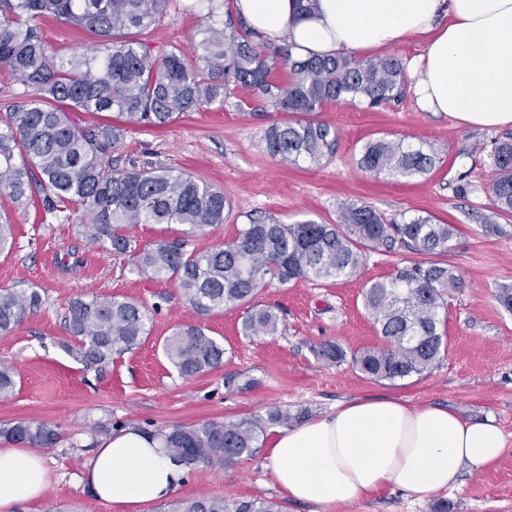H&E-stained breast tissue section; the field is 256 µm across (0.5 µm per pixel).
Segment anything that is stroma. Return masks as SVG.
<instances>
[{
    "mask_svg": "<svg viewBox=\"0 0 512 512\" xmlns=\"http://www.w3.org/2000/svg\"><path fill=\"white\" fill-rule=\"evenodd\" d=\"M231 6L232 0H169L165 13L139 38L154 55L177 48L188 63H196L194 48L203 29L222 23ZM37 25L50 54L59 59L96 44L88 31L52 17ZM316 118L337 131L331 159L318 165L273 159L264 150V135L271 124L286 121V114L234 87L223 105L184 113L161 129H129L113 166L167 167L223 191L224 222L193 239L198 250L232 241L253 218L333 223L340 206L353 202L399 223L419 213L457 225L445 261L455 267L462 286L448 296L440 325L448 344L445 355L422 375L390 382L367 379L350 363L328 364L315 354L326 342L348 351L382 345L362 292L397 269L422 262L420 254L372 253L350 277L260 288L255 301L275 309L280 332L252 339L241 330L244 307L198 314L174 281L131 273L125 259L90 245L84 225L59 221L38 199L18 202L0 193V214L13 223L15 237L14 249L0 254V288H35L45 299L41 310L0 335V362L16 371L12 394L0 398V424L35 420L60 434L58 444L42 451L51 475L48 490L20 504L17 512H116L81 481L95 423L112 431L136 425L156 432L207 420L237 422L274 407L321 417L357 397L493 415L508 449L493 465L464 472L461 488L426 502L388 488L363 502L323 507L281 493L263 438L253 456L186 471L173 499L274 500L282 512H436L442 503L448 512H512V312L497 301L501 288H512V214L497 217L502 234L487 236L481 230L490 213L486 191L496 177L489 154L506 131L470 128L445 113L421 111L409 90L373 109L359 101L329 104ZM383 137L432 149L435 166L408 178L362 171L357 161L364 145ZM462 182L470 187L464 195L457 192ZM91 295L131 298L150 309L146 339L114 358L102 376L64 349L71 341L67 307ZM183 324L203 326L223 341L222 365L187 379L177 374L162 345Z\"/></svg>",
    "mask_w": 512,
    "mask_h": 512,
    "instance_id": "35a3bbf8",
    "label": "stroma"
}]
</instances>
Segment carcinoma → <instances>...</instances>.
Listing matches in <instances>:
<instances>
[{
    "label": "carcinoma",
    "mask_w": 512,
    "mask_h": 512,
    "mask_svg": "<svg viewBox=\"0 0 512 512\" xmlns=\"http://www.w3.org/2000/svg\"><path fill=\"white\" fill-rule=\"evenodd\" d=\"M168 0H0V67L15 75L30 97L0 129V189L15 200L38 194L49 214L72 203L81 210L88 241L128 258L132 271L177 282L186 303L208 313L226 306H247L242 330L257 338L278 332L280 318L270 307L251 304L265 281H324L356 272L369 251L410 249L444 256L457 235L453 224L415 215L389 221L369 205H344L335 224L298 220L283 224L257 218L237 230L236 238L205 250L186 249L188 238L224 223V193L183 172L135 166L112 169V152L127 129L162 128L185 112L224 103L229 86H243L279 112L314 114L338 101L375 107L401 96L402 61L394 55L295 60L287 48L270 55L245 22L227 12L230 32L210 24L197 49L199 64L189 66L177 48L156 56L124 31H145L163 14ZM53 16L98 37L91 53L56 59L34 25ZM289 66L283 87L271 78L276 61ZM115 113L120 122L94 130L77 127L65 108ZM265 150L283 161L318 163L333 154L336 129L314 120L274 123ZM497 177L487 190L492 212H512V135L494 143L490 154ZM436 163L401 139L367 142L358 159L365 172L404 177L429 171ZM139 224H179L181 237L140 244L129 234ZM14 246L11 224L0 218V253ZM461 287L453 266L428 261L398 269L363 293L366 310L379 326L384 344L351 354L337 344L317 350L329 364L350 361L373 380H403L431 368L447 351L440 332L445 297ZM34 288H0V334L10 333L41 309ZM149 309L116 296L76 298L65 323L73 343L66 352L102 375L112 359L138 348L148 335ZM164 354L183 377L222 364L224 343L198 325L184 324L165 339ZM15 369L0 363V397L15 386ZM299 416L274 408L263 416L224 423L207 420L159 432L163 453L175 464H232L251 456L272 427H288ZM0 437L15 444L51 448L59 434L45 423L15 421L0 427ZM176 512H281L271 500L236 501L224 497L185 500Z\"/></svg>",
    "instance_id": "carcinoma-1"
}]
</instances>
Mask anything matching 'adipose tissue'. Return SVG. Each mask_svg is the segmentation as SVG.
Segmentation results:
<instances>
[{"label": "adipose tissue", "instance_id": "1", "mask_svg": "<svg viewBox=\"0 0 512 512\" xmlns=\"http://www.w3.org/2000/svg\"><path fill=\"white\" fill-rule=\"evenodd\" d=\"M263 41L294 59L354 56L423 35L406 70L418 104L477 128L512 126V0H234ZM491 416L418 407L389 397L354 398L319 418L276 432L273 474L291 500L348 505L389 487L424 501L461 485L506 451ZM184 478L153 434L128 427L103 438L84 482L120 512L166 500ZM50 484L41 454L0 448V512L39 499Z\"/></svg>", "mask_w": 512, "mask_h": 512}]
</instances>
